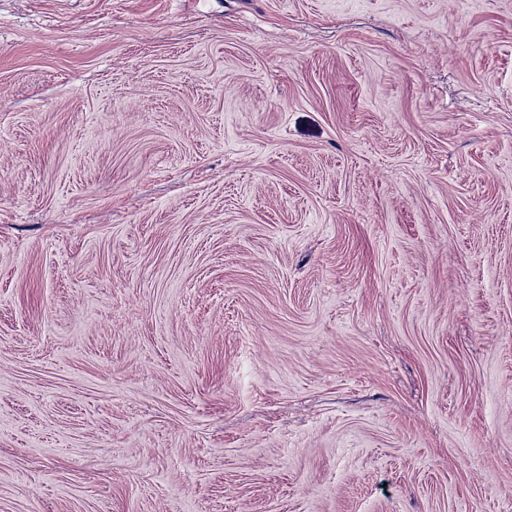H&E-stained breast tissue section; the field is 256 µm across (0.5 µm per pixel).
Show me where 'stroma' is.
Instances as JSON below:
<instances>
[{"label":"stroma","instance_id":"35a3bbf8","mask_svg":"<svg viewBox=\"0 0 512 512\" xmlns=\"http://www.w3.org/2000/svg\"><path fill=\"white\" fill-rule=\"evenodd\" d=\"M0 512H512V0H0Z\"/></svg>","mask_w":512,"mask_h":512}]
</instances>
